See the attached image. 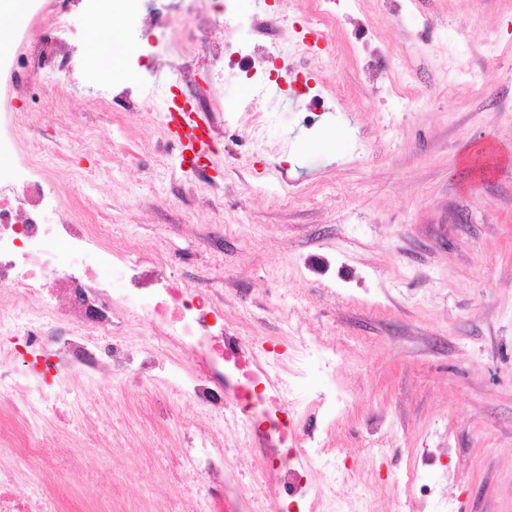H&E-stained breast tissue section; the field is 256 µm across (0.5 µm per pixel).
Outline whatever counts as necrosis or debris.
Returning <instances> with one entry per match:
<instances>
[{"mask_svg": "<svg viewBox=\"0 0 512 512\" xmlns=\"http://www.w3.org/2000/svg\"><path fill=\"white\" fill-rule=\"evenodd\" d=\"M191 43L223 63L224 46L214 26L234 23L230 0H187ZM66 0H43L38 14L48 21L41 38L12 55H0V72L19 95L42 93L41 70L67 71L66 44L54 33L68 18ZM36 121L31 109L0 113V450L40 465L42 494L29 492L15 468H0V512H98L91 502L73 504L62 477L83 470L78 442L62 443L39 420L49 408L72 413L79 403L73 376L120 378L131 387L166 399L194 403L207 425L177 434L179 471L160 474L156 493L168 512H195L193 493H181L180 474L194 475L204 489L207 512H266L276 493L279 512H344L338 486L357 490L353 512H378L362 489L358 467L329 448L323 429L348 406V394L332 386L309 394L316 374H328L336 350L321 336L293 337L286 357L273 358L265 344L240 336L211 289L180 274L161 250L130 260L109 225L95 219L91 200L62 206L44 172V152L29 150L24 130ZM57 223L43 221L46 212ZM136 313L152 323L151 340L140 341L120 314ZM180 354L183 365L158 378L157 354ZM238 442L259 441L249 479L227 487L226 472L238 457L224 447V428Z\"/></svg>", "mask_w": 512, "mask_h": 512, "instance_id": "1", "label": "necrosis or debris"}]
</instances>
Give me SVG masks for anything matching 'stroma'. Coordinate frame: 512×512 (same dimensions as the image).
I'll use <instances>...</instances> for the list:
<instances>
[{
	"mask_svg": "<svg viewBox=\"0 0 512 512\" xmlns=\"http://www.w3.org/2000/svg\"><path fill=\"white\" fill-rule=\"evenodd\" d=\"M168 7L177 23L155 66H193L185 91L223 126L218 155L204 172L182 167L166 111L177 89L142 80L141 21L117 15L135 106L90 111L102 78L75 88L66 134L56 106L38 113L30 144L51 151L60 199L93 196L131 255L159 246L204 272L240 335H282L288 317L334 344L350 406L327 441L354 457L385 512H417L387 476L436 448L448 451L431 464L448 472L436 491L458 512H512V0H339L325 52L294 30L309 0H236L242 24L225 28V54L249 38L307 62L328 107L313 129L301 123L308 99L283 80L252 88L186 58L191 22L182 0ZM57 36L81 71L98 31L79 0ZM255 94L257 138L242 105ZM84 397L90 418L62 433H90L100 496L152 498L176 438H138L140 392L115 390L108 405ZM371 440L383 454L366 451Z\"/></svg>",
	"mask_w": 512,
	"mask_h": 512,
	"instance_id": "stroma-1",
	"label": "stroma"
}]
</instances>
